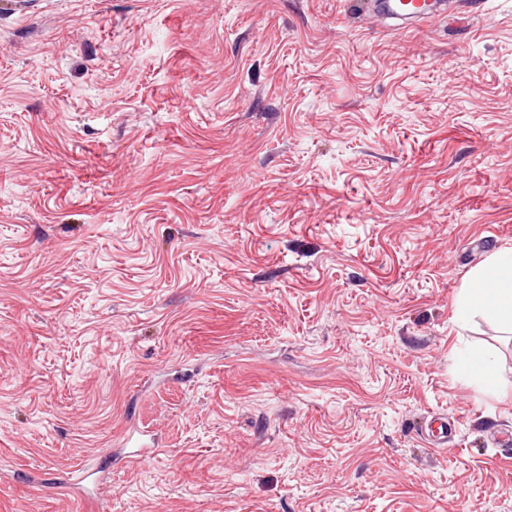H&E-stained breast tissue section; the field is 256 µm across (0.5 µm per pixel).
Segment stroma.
Instances as JSON below:
<instances>
[{"label":"stroma","instance_id":"obj_1","mask_svg":"<svg viewBox=\"0 0 512 512\" xmlns=\"http://www.w3.org/2000/svg\"><path fill=\"white\" fill-rule=\"evenodd\" d=\"M509 248L512 0H0V512H512ZM358 12L382 24L389 19L426 21L441 13L434 0H350ZM472 313L496 318L512 333V249L491 255L461 288L456 316L465 323ZM466 369L480 378V380L493 387L496 382L498 363L493 354L484 348H471L464 357ZM444 420L441 415H435L420 428V435L427 441L430 448L447 449L448 422Z\"/></svg>","mask_w":512,"mask_h":512}]
</instances>
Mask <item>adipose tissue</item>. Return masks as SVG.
Here are the masks:
<instances>
[{"mask_svg":"<svg viewBox=\"0 0 512 512\" xmlns=\"http://www.w3.org/2000/svg\"><path fill=\"white\" fill-rule=\"evenodd\" d=\"M473 313L496 318L512 329V249L491 255L461 289L457 317Z\"/></svg>","mask_w":512,"mask_h":512,"instance_id":"obj_1","label":"adipose tissue"}]
</instances>
